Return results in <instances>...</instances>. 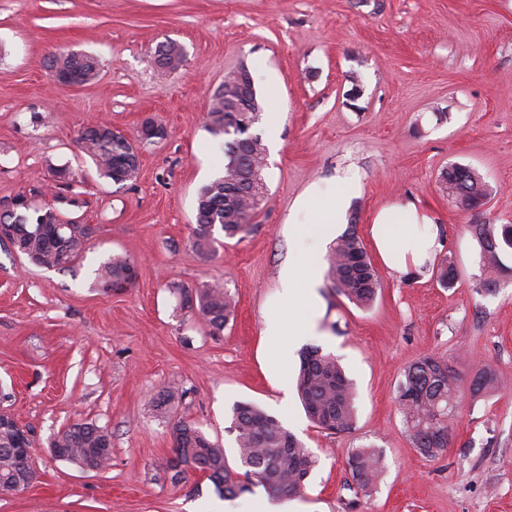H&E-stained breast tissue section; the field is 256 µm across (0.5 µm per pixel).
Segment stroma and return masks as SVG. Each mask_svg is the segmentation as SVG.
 Here are the masks:
<instances>
[{"mask_svg": "<svg viewBox=\"0 0 512 512\" xmlns=\"http://www.w3.org/2000/svg\"><path fill=\"white\" fill-rule=\"evenodd\" d=\"M186 54L177 71L150 64L166 40ZM97 55L101 72L55 85L48 58ZM246 64L267 147L266 201L248 234L215 231L193 245L196 199L224 156L204 115L224 75ZM165 135L140 150L138 179L118 186L76 146L105 121L136 138L144 120ZM476 170L487 204L448 200V166ZM74 177L47 192L51 171ZM352 182L347 219L370 256L375 215L396 202L428 212L438 256H452L449 288L431 270H377L382 288L359 308L322 280L316 332L268 351L269 318H287L278 275L301 260L288 216L313 185ZM59 208L94 233L72 267H36L0 242V411L31 439L37 481L0 495V512H259L266 491L225 500L198 472L165 469L171 428L192 423L236 463L235 403L277 417L317 457L290 512H512V277L479 291L470 227L512 225V0H0V212L18 194ZM125 257L133 278L104 291L99 265ZM221 282L234 318L214 332L177 286ZM339 357L356 388L357 426L330 434L307 419L294 389L300 351ZM456 359L462 375L492 365L501 388L462 393L451 442L435 458L412 447L395 399L421 356ZM170 393L162 407L153 401ZM88 422L111 437L99 471L56 458L55 437ZM384 456L376 491L358 488L352 448Z\"/></svg>", "mask_w": 512, "mask_h": 512, "instance_id": "1", "label": "stroma"}]
</instances>
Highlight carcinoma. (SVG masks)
<instances>
[{
	"mask_svg": "<svg viewBox=\"0 0 512 512\" xmlns=\"http://www.w3.org/2000/svg\"><path fill=\"white\" fill-rule=\"evenodd\" d=\"M184 55L173 43L161 46L153 56L155 67L175 71ZM75 69L83 82L99 73L97 58L71 52H59L50 58V67ZM235 70L227 72L223 88L215 91L205 126L209 133L222 138L226 163L223 175L204 185L197 198L196 249L206 254L214 241L213 228L220 226L233 238L247 232L250 218L268 194L263 171L267 147L262 137L242 130V122L260 118L261 106L254 90L239 94L233 85ZM81 151L89 156L99 176L116 185L136 180L139 159L134 142L112 126L98 123L85 128L78 138ZM454 178L445 180L448 196L456 203L472 208L487 195L481 177L468 167H451ZM15 227L14 248L35 266L63 269L76 263L85 252L91 236L85 224H74L58 209L37 207L24 198L12 212L0 214V224ZM70 226V235L55 237L53 226ZM471 233L479 251L478 263L484 272L480 288L497 289L502 278L512 272L500 254L512 250L511 224H473ZM434 278L450 287L456 281L455 264L444 258L432 267ZM101 282L107 287H125L132 277L126 259L114 256L101 267ZM329 278L332 288L357 307H368L381 290L377 269L367 254L356 225L350 224L336 237L329 254ZM184 302L197 303L204 320L221 331L234 315L231 294L220 284L191 294L176 287ZM298 395L309 419L330 434L355 430L357 415L355 391L343 369L331 353L309 346L301 353L296 379ZM471 396H483L499 389L492 366L484 364L464 381L455 361L445 356L424 355L407 366L396 388V400L407 436L414 448L426 458L443 454L449 444V424L455 415L463 388ZM231 432L235 433L239 471L227 465L224 449L190 423H174V452L185 466L204 474L224 495L232 499L252 491L260 483L269 494L292 495L301 491L317 465L316 456L289 432L282 422L250 403H237L232 410ZM10 437L0 436V484L18 483L24 470L7 452ZM52 446L68 449L67 461L82 464L88 448L111 447L110 435L93 423H75L59 434ZM353 480L366 492L373 491L384 472L382 452L373 445L352 449L347 461Z\"/></svg>",
	"mask_w": 512,
	"mask_h": 512,
	"instance_id": "1",
	"label": "carcinoma"
}]
</instances>
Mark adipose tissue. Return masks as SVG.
I'll return each mask as SVG.
<instances>
[{
	"instance_id": "adipose-tissue-1",
	"label": "adipose tissue",
	"mask_w": 512,
	"mask_h": 512,
	"mask_svg": "<svg viewBox=\"0 0 512 512\" xmlns=\"http://www.w3.org/2000/svg\"><path fill=\"white\" fill-rule=\"evenodd\" d=\"M347 201V195L340 193L323 207L316 189H309L291 221L302 226L299 247L311 260L302 267L290 261L283 265L279 277L282 299L308 301L314 296L320 283V264L314 254L344 223ZM433 226L432 218L412 204L396 203L379 211L373 221V235L385 265L399 274L420 270L435 252Z\"/></svg>"
}]
</instances>
